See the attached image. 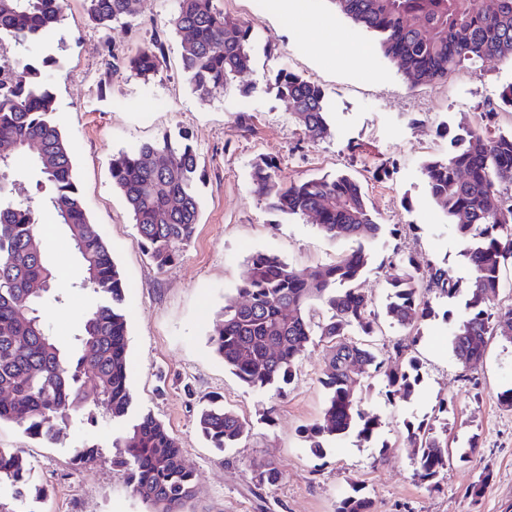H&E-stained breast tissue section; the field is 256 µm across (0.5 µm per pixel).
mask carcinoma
I'll return each instance as SVG.
<instances>
[{"label": "carcinoma", "instance_id": "obj_1", "mask_svg": "<svg viewBox=\"0 0 512 512\" xmlns=\"http://www.w3.org/2000/svg\"><path fill=\"white\" fill-rule=\"evenodd\" d=\"M336 14L373 34L383 55L414 87L448 79L465 62L482 66L512 61V0H329ZM95 25L107 28L136 12V0H84ZM65 12V0H0V45H49ZM172 25L181 36V68L200 98L231 87L252 69L255 26L224 15L216 0H175ZM161 48L151 44L114 57L112 73L155 76ZM51 54L19 58L0 81V423L16 425L41 444H58L77 414L127 421L116 441L115 460L133 495L151 512H187L197 496L194 474L165 424L133 410L127 369L128 326L125 283L112 250L85 210L74 173L70 143L55 118ZM275 85L312 142L330 133L324 93L301 75L280 70ZM512 112V83L481 105L478 121H462L448 153L422 164L428 191L450 223L468 240L472 271L467 287L447 268H425L400 259L387 277L392 289L386 314L415 328L431 313L429 295L453 299L466 293L465 315L450 337L456 360L472 371L483 364L484 339L512 335V307L487 313L485 298L503 287L512 265V130L499 128ZM39 151L30 153L31 145ZM31 155L35 192L22 186L20 156ZM112 186L123 195L136 225L138 244L159 269L174 265L194 236L201 200L197 153L192 144L164 136L122 151L110 164ZM255 191L273 213L312 217L329 238H348L356 247L332 264L296 269L278 256L256 252L248 260L236 295L225 300L210 343L224 365L248 388L282 394L306 347L328 344L320 417L302 430L310 450L350 432L371 441L380 416L361 407L363 384L355 368L381 376L390 403L408 401L420 384L410 357L387 365L368 343L346 339L351 332L372 336L377 318L372 299L356 286L371 260L369 245L383 225L358 181L347 173L284 184L279 162L256 158L250 171ZM61 230L82 264L81 287L96 303L81 321L72 344H62L45 326L43 309L61 302L57 274L41 245L45 216ZM326 308L314 320L311 305ZM198 430L222 451L235 448L250 425L236 411L215 402L202 407ZM414 476L430 488L448 467L452 452L433 425L406 422ZM32 471L21 448H0V486ZM280 472L270 465L255 476V488L272 487ZM45 488L31 483L25 497H0V512H35ZM336 512H372L356 482Z\"/></svg>", "mask_w": 512, "mask_h": 512}]
</instances>
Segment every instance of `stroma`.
<instances>
[{"mask_svg": "<svg viewBox=\"0 0 512 512\" xmlns=\"http://www.w3.org/2000/svg\"><path fill=\"white\" fill-rule=\"evenodd\" d=\"M280 17L273 7L256 12L255 0H218L227 15L254 23V64L243 78L255 92L236 88L203 99L180 69V37L170 23L174 0H137L136 16L110 28L94 25L82 0H68L50 45L61 66L53 73L55 119L74 151L75 174L87 212L112 250L126 283L129 316V383L134 407L153 412L179 439L193 471L196 512H335L351 482L362 485L372 512H512V410L499 392L512 386V342L490 337L482 366L467 371L456 361L449 337L463 317L462 301L433 300L408 355L417 357L421 384L411 400L388 402L372 381L365 405L382 421L373 443L347 434L313 455L300 438L321 414V384L328 349L310 343L283 395L246 388L214 352L208 339L226 298L235 295L249 255L261 250L303 269L328 264L352 247L331 240L310 218L270 213L255 195L251 164L264 155L279 161L284 182L347 171L361 182L383 226L370 249L371 264L359 282L373 299L379 330L372 342L393 361L395 342L409 332L384 311L386 279L396 256L418 265L447 267L468 281L467 244L431 199L422 174L430 155L447 153L439 127L456 128L502 85L512 82V62L466 64L447 80L409 87L385 58L375 37L335 14L329 0H295ZM161 45L157 76L113 75V55ZM326 53H317L318 45ZM291 70L317 84L329 108L332 134L312 143L277 96V71ZM247 113L249 127L236 116ZM186 135L205 173L202 210L191 243L179 261L158 270L137 243V230L120 191L113 187V155L163 134ZM64 302L48 304L54 336L70 342L94 305L82 290L83 269L63 235L45 240ZM216 396L249 420L238 447L216 451L196 430L197 412ZM447 426L448 445L478 435L480 450L468 462L451 460L438 489L413 475L405 424ZM114 430L106 422L74 416L60 444L46 447L18 427L0 425V448L24 449L46 490L41 512H149L127 487L114 461ZM97 444L96 463L77 467L73 448ZM275 466L280 482L255 492L260 467Z\"/></svg>", "mask_w": 512, "mask_h": 512, "instance_id": "35a3bbf8", "label": "stroma"}]
</instances>
